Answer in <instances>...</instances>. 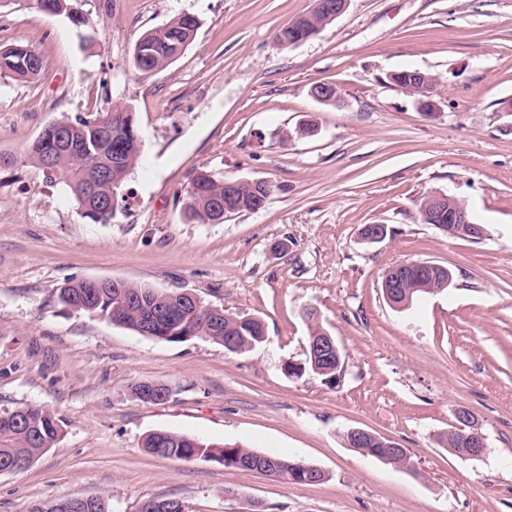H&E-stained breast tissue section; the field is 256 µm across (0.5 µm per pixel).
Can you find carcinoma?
Instances as JSON below:
<instances>
[{"label":"carcinoma","mask_w":512,"mask_h":512,"mask_svg":"<svg viewBox=\"0 0 512 512\" xmlns=\"http://www.w3.org/2000/svg\"><path fill=\"white\" fill-rule=\"evenodd\" d=\"M200 20L196 15L184 13L161 27L143 33L136 41L133 59L136 69L143 76H150L173 63L175 49H184L193 39ZM43 61L35 49L25 43H14L0 48V77L15 81L34 79L42 70ZM65 133L67 146L54 152V171L51 175L64 182L72 192L83 217L105 224L112 219V192L125 182L138 164L142 144L130 108L114 102L104 111L86 117H67L53 122ZM49 145L33 142L26 160L44 167ZM274 192L269 182L252 190L240 186L227 187L224 181L208 171L195 175L188 190L187 217L199 224H208L215 209L226 214L253 212L258 203L267 202ZM58 300L67 308L110 320L120 315L123 326L169 342H184L202 338L217 344L232 338L239 349H248L262 342L264 329L255 317L215 315L210 305L198 301L187 305L172 291H159L134 283L123 282L121 290L114 288L92 289L85 287V280L73 279L58 288ZM167 386L143 382L132 387L133 394L147 402L152 394L164 391ZM58 419L49 409L27 405L24 413L6 415L0 412V474L19 472L17 464L36 461L59 436ZM143 447L147 452L166 459L191 460L206 457L226 468L256 457L250 448L236 444L204 443L193 445L186 439L167 431L153 432L146 436ZM307 462L299 459L272 457L270 474L294 482L304 483ZM68 499L53 498L34 504L30 512H72Z\"/></svg>","instance_id":"obj_1"}]
</instances>
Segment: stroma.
Returning <instances> with one entry per match:
<instances>
[{
  "label": "stroma",
  "instance_id": "35a3bbf8",
  "mask_svg": "<svg viewBox=\"0 0 512 512\" xmlns=\"http://www.w3.org/2000/svg\"><path fill=\"white\" fill-rule=\"evenodd\" d=\"M311 7L79 0L77 27L36 0H0V47L27 43L44 61L32 81L0 79V152L21 158L0 168V411L43 406L62 427L28 469L0 474V512L98 494L109 512L154 497L187 512H512V0H350L314 38L278 44ZM184 12L201 20L194 39L142 77L137 39ZM405 68L436 76L433 113L392 81ZM319 84L339 98L315 100ZM115 101L144 149L100 224L23 155L49 123ZM202 170L275 190L257 212L198 224L186 203ZM435 192L464 201L487 238L424 223ZM366 224L386 239L362 243ZM407 259L453 280L395 309L380 284ZM85 278L194 293L260 319L266 339L232 353L139 335L59 303ZM309 310L342 349L336 381L283 370L306 358ZM140 382L171 394L140 401ZM462 406L486 437L481 458L445 442ZM351 428L407 448L412 469L349 447ZM155 431L299 458L325 478L156 457L143 448Z\"/></svg>",
  "mask_w": 512,
  "mask_h": 512
}]
</instances>
